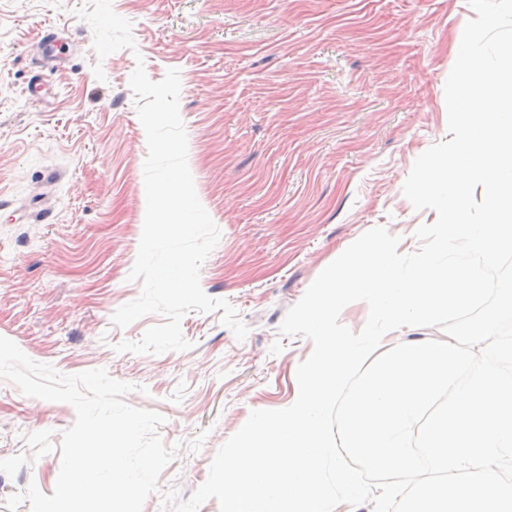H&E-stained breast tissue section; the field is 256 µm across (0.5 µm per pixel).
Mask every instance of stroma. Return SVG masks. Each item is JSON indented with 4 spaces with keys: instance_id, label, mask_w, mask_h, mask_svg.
I'll return each instance as SVG.
<instances>
[{
    "instance_id": "1",
    "label": "stroma",
    "mask_w": 512,
    "mask_h": 512,
    "mask_svg": "<svg viewBox=\"0 0 512 512\" xmlns=\"http://www.w3.org/2000/svg\"><path fill=\"white\" fill-rule=\"evenodd\" d=\"M82 3L0 0V336L60 373L134 384L126 403L162 414L163 442L183 445L160 487L186 499L251 411L291 400L312 344L279 327L319 273L373 227L410 253L435 221L402 187L450 138L445 83L474 12L467 0H112L136 48L100 60ZM140 60L154 81L180 73L188 166L221 233L200 284L236 308L244 341L192 312L189 350H115L162 321L111 323L141 293L129 279L146 203L129 87ZM75 417L0 380V512L29 483L52 494Z\"/></svg>"
}]
</instances>
